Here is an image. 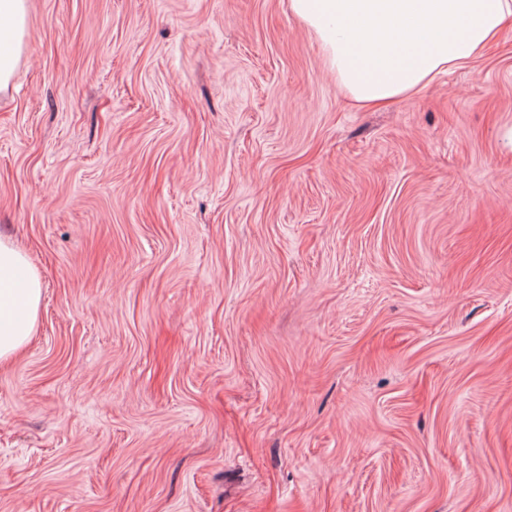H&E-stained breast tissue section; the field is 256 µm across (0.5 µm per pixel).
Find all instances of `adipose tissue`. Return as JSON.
Returning a JSON list of instances; mask_svg holds the SVG:
<instances>
[{
  "label": "adipose tissue",
  "instance_id": "1",
  "mask_svg": "<svg viewBox=\"0 0 512 512\" xmlns=\"http://www.w3.org/2000/svg\"><path fill=\"white\" fill-rule=\"evenodd\" d=\"M339 87L381 107L470 62L512 21V0H290ZM27 0H0V92L23 49ZM41 276L25 252L0 238V365L35 333Z\"/></svg>",
  "mask_w": 512,
  "mask_h": 512
}]
</instances>
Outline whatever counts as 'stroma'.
<instances>
[{"label": "stroma", "instance_id": "1", "mask_svg": "<svg viewBox=\"0 0 512 512\" xmlns=\"http://www.w3.org/2000/svg\"><path fill=\"white\" fill-rule=\"evenodd\" d=\"M0 512H512V22L355 106L289 0H29ZM43 300L40 273L25 252L0 238V365L17 356L35 333Z\"/></svg>", "mask_w": 512, "mask_h": 512}]
</instances>
